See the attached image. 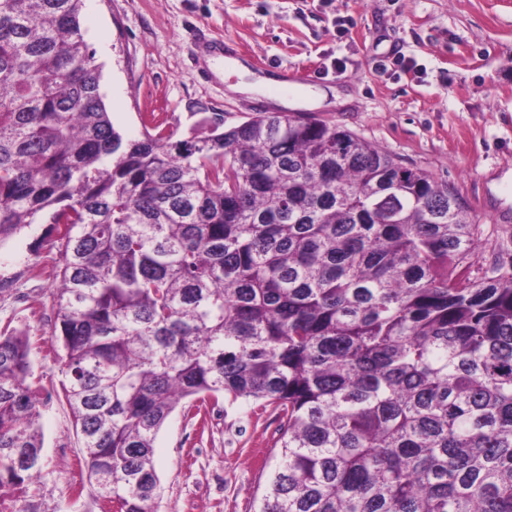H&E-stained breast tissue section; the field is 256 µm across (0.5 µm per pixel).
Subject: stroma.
Wrapping results in <instances>:
<instances>
[{
  "instance_id": "stroma-1",
  "label": "stroma",
  "mask_w": 512,
  "mask_h": 512,
  "mask_svg": "<svg viewBox=\"0 0 512 512\" xmlns=\"http://www.w3.org/2000/svg\"><path fill=\"white\" fill-rule=\"evenodd\" d=\"M81 30L100 71L114 128L142 137L153 115L177 138L216 123L239 125L288 109L348 129L407 167L454 190L481 226L463 263L482 277L512 261V194L491 187L512 173V0H83ZM236 44L255 73L285 70L287 106L232 92L206 46ZM47 219L0 243V324L32 342L43 433L42 490L56 512H99L85 481L82 445L58 392L64 351L52 338ZM275 412L220 399L204 418L174 412L155 442L157 512H258L279 452Z\"/></svg>"
}]
</instances>
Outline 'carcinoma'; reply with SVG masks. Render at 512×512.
Listing matches in <instances>:
<instances>
[{
    "instance_id": "cac0c4a2",
    "label": "carcinoma",
    "mask_w": 512,
    "mask_h": 512,
    "mask_svg": "<svg viewBox=\"0 0 512 512\" xmlns=\"http://www.w3.org/2000/svg\"><path fill=\"white\" fill-rule=\"evenodd\" d=\"M83 0H0V242L49 215L62 395L101 512H157L158 432L281 420L259 512H512V263L448 187L306 112L126 141ZM29 336L0 328V491L39 498Z\"/></svg>"
}]
</instances>
